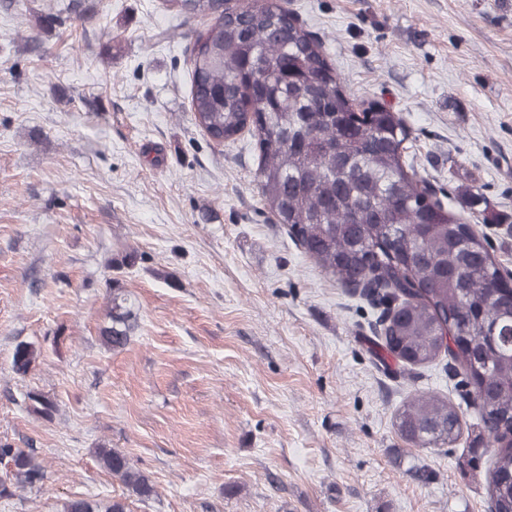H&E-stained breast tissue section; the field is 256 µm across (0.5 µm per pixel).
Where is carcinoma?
<instances>
[{
	"label": "carcinoma",
	"instance_id": "obj_1",
	"mask_svg": "<svg viewBox=\"0 0 512 512\" xmlns=\"http://www.w3.org/2000/svg\"><path fill=\"white\" fill-rule=\"evenodd\" d=\"M210 17L193 47L191 112L222 143L256 139L261 194L288 235L344 288H372L382 307L381 362L423 366L445 356L468 386L488 445L462 465L488 467L493 512H512V286L486 240L436 197L408 152L409 132L384 104L348 95L323 43L280 0H168ZM103 344L124 348L137 322L134 302L110 293ZM38 357L27 342L12 355L27 374ZM33 413L54 404L27 394ZM397 429L421 447H451L462 434L449 399L420 393L405 402ZM101 468L128 497L157 494L148 475L116 448L95 449ZM26 448L0 442V498L43 482ZM61 512H129L127 497L75 498Z\"/></svg>",
	"mask_w": 512,
	"mask_h": 512
}]
</instances>
